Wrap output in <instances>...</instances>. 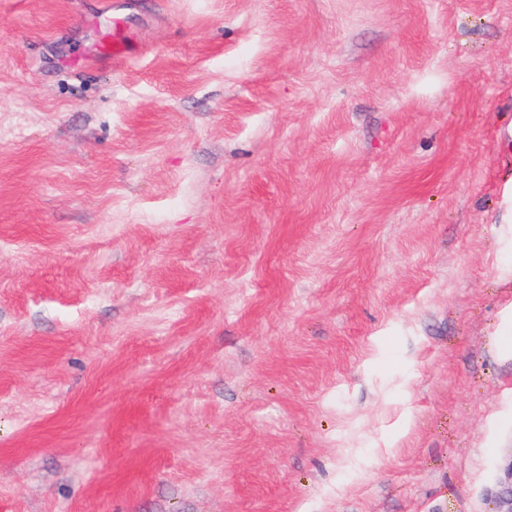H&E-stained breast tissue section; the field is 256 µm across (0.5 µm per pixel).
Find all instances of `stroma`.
<instances>
[{"instance_id":"stroma-1","label":"stroma","mask_w":512,"mask_h":512,"mask_svg":"<svg viewBox=\"0 0 512 512\" xmlns=\"http://www.w3.org/2000/svg\"><path fill=\"white\" fill-rule=\"evenodd\" d=\"M511 464L512 0H0V512H497ZM130 52V38L124 33L119 22H115L112 36L104 39L100 54L114 63H120L126 59Z\"/></svg>"}]
</instances>
